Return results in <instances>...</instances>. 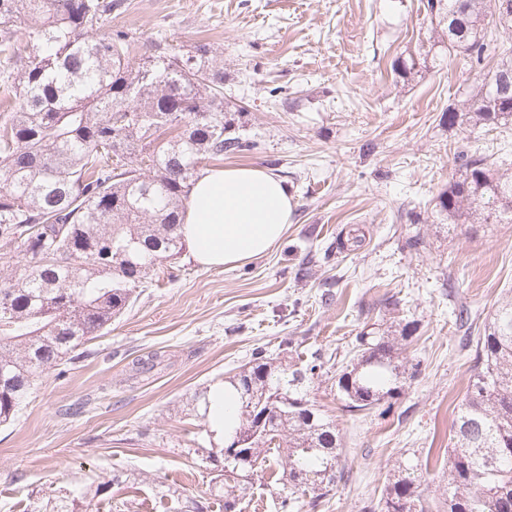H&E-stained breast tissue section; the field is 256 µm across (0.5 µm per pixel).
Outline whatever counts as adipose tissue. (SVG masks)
<instances>
[{
	"label": "adipose tissue",
	"instance_id": "1",
	"mask_svg": "<svg viewBox=\"0 0 512 512\" xmlns=\"http://www.w3.org/2000/svg\"><path fill=\"white\" fill-rule=\"evenodd\" d=\"M286 185L257 166L207 169L195 183L181 233L205 268H230L266 254L286 231Z\"/></svg>",
	"mask_w": 512,
	"mask_h": 512
}]
</instances>
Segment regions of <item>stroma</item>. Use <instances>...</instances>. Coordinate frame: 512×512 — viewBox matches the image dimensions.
Listing matches in <instances>:
<instances>
[{
	"instance_id": "obj_1",
	"label": "stroma",
	"mask_w": 512,
	"mask_h": 512,
	"mask_svg": "<svg viewBox=\"0 0 512 512\" xmlns=\"http://www.w3.org/2000/svg\"><path fill=\"white\" fill-rule=\"evenodd\" d=\"M425 2L120 0L109 26L174 51L200 38L223 50L224 96L257 144L224 163L276 174L294 211L278 246L236 267L206 269L181 251L89 356L42 376L0 426V512H33L115 474L101 512L205 501L224 457L195 396L248 365L255 347L275 354L285 339L330 359L309 391L338 426L346 471L321 507L301 512H369L402 462L426 465L422 502L438 512L474 363L456 314L468 308L482 329L512 289V224L448 234L437 197L460 154L512 160V122L449 126L446 111L477 72L437 42ZM410 57L418 64L401 75L394 65ZM410 321L417 337L401 356L415 375L390 413L348 411L336 375L357 336ZM74 403L83 413L67 415Z\"/></svg>"
}]
</instances>
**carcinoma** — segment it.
<instances>
[{
  "instance_id": "cac0c4a2",
  "label": "carcinoma",
  "mask_w": 512,
  "mask_h": 512,
  "mask_svg": "<svg viewBox=\"0 0 512 512\" xmlns=\"http://www.w3.org/2000/svg\"><path fill=\"white\" fill-rule=\"evenodd\" d=\"M448 49L481 66L495 25L512 28V0H426ZM110 0H0V426L12 423L46 370L85 357L180 254L179 228L206 161L242 156L255 143L235 133L237 104L224 101V52L198 40L185 52L146 45L130 29L106 26ZM29 27L21 43L15 28ZM448 126H499L512 119V49L499 47L491 76L448 110ZM458 176L438 195L443 225L512 224V167L481 155L458 157ZM409 326L356 337L338 374L351 412L388 409L413 377L396 356ZM475 344V368L457 407L448 454L446 512H512V291L495 306ZM325 366L300 367L259 346L227 383L238 413L224 428V480L214 497L240 509L237 480L276 464L288 482L279 509L300 499L314 510L344 478L339 431L308 397ZM422 470L409 464L378 503L380 512H426ZM114 475L50 506L94 512Z\"/></svg>"
}]
</instances>
